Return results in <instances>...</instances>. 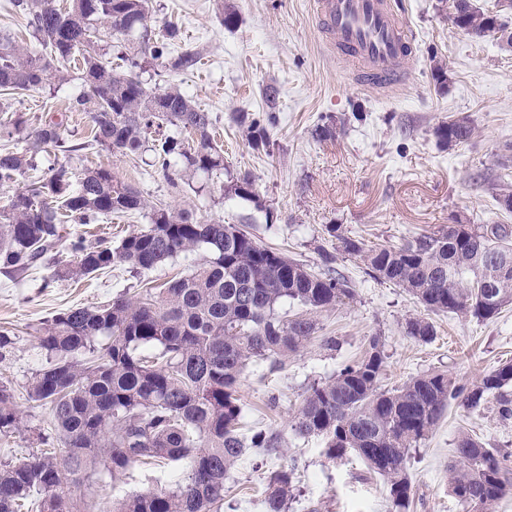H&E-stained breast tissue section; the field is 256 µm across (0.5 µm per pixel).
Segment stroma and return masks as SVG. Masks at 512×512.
<instances>
[{
  "label": "stroma",
  "instance_id": "35a3bbf8",
  "mask_svg": "<svg viewBox=\"0 0 512 512\" xmlns=\"http://www.w3.org/2000/svg\"><path fill=\"white\" fill-rule=\"evenodd\" d=\"M236 26L224 27L214 0H148V25L163 34L167 25L182 33L177 50L193 49L201 63L174 73L157 65L143 79L154 91L177 87L214 119L215 140L224 152V173L194 187H173L151 167L149 154L119 156L91 142L86 113L69 111L84 88L82 71L68 64L64 81L49 79L40 90L0 94V112L22 114L28 129L63 117L62 146L49 147L51 160L75 173L109 169L119 182L139 190L149 203L192 214L200 222L242 224L263 245L314 270L331 265L355 290L353 300L317 314L321 337L270 370L257 362L243 378L239 431L276 432L283 438L278 457H244L232 472L224 512H262L260 489L269 473L295 464L288 512H388L389 487L361 458L328 462L317 438H301L289 422L311 386L360 358L372 337L385 355L383 388L408 378L442 372L464 385L475 384L499 364L512 361V307L480 322L450 313H426L404 289L371 278L361 258L345 254L327 225L339 224L365 244H398L450 224H511L500 209L498 189L512 190V46L499 36L476 38L452 24V0H392L414 43L403 69L404 91L390 96L359 82L353 68L327 55L313 0H226ZM441 63L445 82L432 76ZM273 116L269 143L255 149L234 122L236 113ZM467 118L469 142L448 146L436 126ZM329 127L331 136L318 135ZM82 151H74V144ZM250 176L257 201L225 194L231 180ZM134 212L95 224L67 222L65 238L87 244L116 241L146 227ZM201 253L182 255L133 275L117 265L74 281L55 277L44 260L26 273L0 271V331L11 344L0 349V384L13 387L21 418L18 430L0 435V461L19 460L40 447L49 433L50 408L28 398L25 387L45 366L34 328L62 309L97 306L117 294L162 288L188 274ZM427 317L436 329L430 342L407 336L406 320ZM336 339L327 349L323 337ZM512 455V419H501L495 396L471 411L451 404L429 436L410 452L407 469L414 485L409 512H467L448 491V466L460 434ZM183 476L181 463L138 464L118 478L94 480L74 498L115 501L147 490H165Z\"/></svg>",
  "mask_w": 512,
  "mask_h": 512
}]
</instances>
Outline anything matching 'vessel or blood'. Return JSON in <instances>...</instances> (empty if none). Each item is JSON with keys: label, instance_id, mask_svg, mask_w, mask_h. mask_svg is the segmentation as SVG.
Here are the masks:
<instances>
[{"label": "vessel or blood", "instance_id": "1", "mask_svg": "<svg viewBox=\"0 0 512 512\" xmlns=\"http://www.w3.org/2000/svg\"><path fill=\"white\" fill-rule=\"evenodd\" d=\"M314 12L331 57L350 59L365 84L388 93L403 86L398 65L413 49L390 0H314Z\"/></svg>", "mask_w": 512, "mask_h": 512}]
</instances>
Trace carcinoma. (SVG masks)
I'll use <instances>...</instances> for the list:
<instances>
[{"label":"carcinoma","mask_w":512,"mask_h":512,"mask_svg":"<svg viewBox=\"0 0 512 512\" xmlns=\"http://www.w3.org/2000/svg\"><path fill=\"white\" fill-rule=\"evenodd\" d=\"M452 22L483 36L487 13L472 0H453ZM34 37L59 61L83 56L85 89L70 106L89 114L92 142L115 154L153 153L165 174L188 182L200 174L224 172V156L211 140L214 123L180 89H149L141 75L166 55V41L179 36L170 25L152 37L147 0H16ZM135 39L123 55L125 70L105 65L96 40L97 26ZM198 54L185 51L167 60L172 71L187 70ZM41 55L13 45L0 48V91L39 89L48 79ZM254 147L267 144L265 123L240 113ZM22 115L0 118V138L25 127ZM61 123L50 120L30 134L24 152L0 148V181L27 168L37 169L39 153L61 146ZM473 134L470 122L457 118L435 128L440 142L457 144ZM196 139L197 144L188 145ZM225 192L252 201L254 180L245 176ZM148 210L147 228L121 239L69 241L73 259L54 276L81 279L117 264L139 274L184 253L204 252L194 270L145 297L121 293L96 307H69L40 323L36 339L47 366L28 384L29 398L49 404L56 447L38 448L19 462L0 463V512H221L226 481L238 462L260 451L271 455L281 445L276 433L239 434L243 412L238 387L250 362L281 367L318 332L314 314L352 299L354 288L327 269L316 272L258 242L235 224L202 223L185 211L148 208L141 193L114 179L106 169L77 176L65 165L51 164L33 188L15 193L0 208V267L28 271L57 249L61 219L94 224L113 214ZM343 252L364 258L367 274L405 289L429 312L491 320L512 305V225L450 224L399 245L369 250L343 232L326 226ZM284 301L306 308L290 317L278 311ZM407 335L427 342L434 326L422 318L405 322ZM156 348L148 356L144 350ZM384 350L379 337L363 356L344 364L329 380L310 389L291 420V430L324 443L334 462L359 456L390 485V512H408L414 495L407 470L410 451L428 437L448 404L475 410L497 393L501 418L512 417V363L485 374L471 387L443 373L421 374L394 389H383ZM11 388L0 386V433L19 428ZM448 468V487L468 512H494L512 495V468L496 448L463 433ZM165 459L184 464L185 476L168 490L135 493L93 508L77 503L71 489L87 485L97 473L116 478L139 462ZM294 468L281 466L267 477L264 512H288Z\"/></svg>","instance_id":"carcinoma-1"}]
</instances>
